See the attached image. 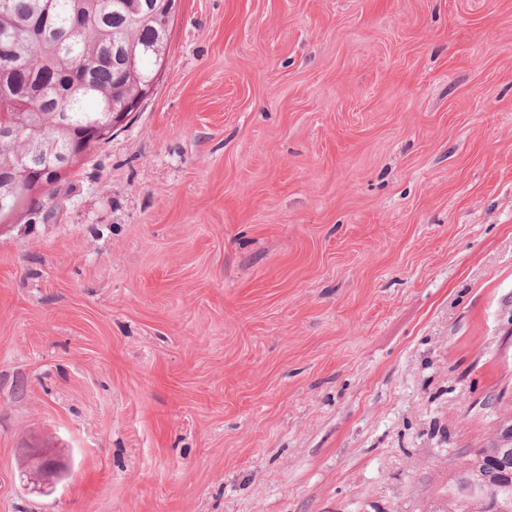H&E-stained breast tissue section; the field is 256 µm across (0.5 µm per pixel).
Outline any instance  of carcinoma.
Segmentation results:
<instances>
[{
  "label": "carcinoma",
  "mask_w": 512,
  "mask_h": 512,
  "mask_svg": "<svg viewBox=\"0 0 512 512\" xmlns=\"http://www.w3.org/2000/svg\"><path fill=\"white\" fill-rule=\"evenodd\" d=\"M38 0H0V111L16 102L40 119L64 112L74 134L58 148L77 146L83 126L103 117L155 75L153 28L157 15L130 18L118 13L119 0H47L52 30L40 25ZM22 202L9 165L0 169V193ZM464 464L448 479V512H486L495 493L497 512H512V453L497 440L462 452Z\"/></svg>",
  "instance_id": "obj_1"
}]
</instances>
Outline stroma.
<instances>
[{
    "instance_id": "obj_1",
    "label": "stroma",
    "mask_w": 512,
    "mask_h": 512,
    "mask_svg": "<svg viewBox=\"0 0 512 512\" xmlns=\"http://www.w3.org/2000/svg\"><path fill=\"white\" fill-rule=\"evenodd\" d=\"M48 202L0 224V512H436L512 412V0H181ZM34 456L36 467L30 475L32 483L39 485L51 478H58L62 473L60 462L53 456L47 455L42 451H38Z\"/></svg>"
}]
</instances>
